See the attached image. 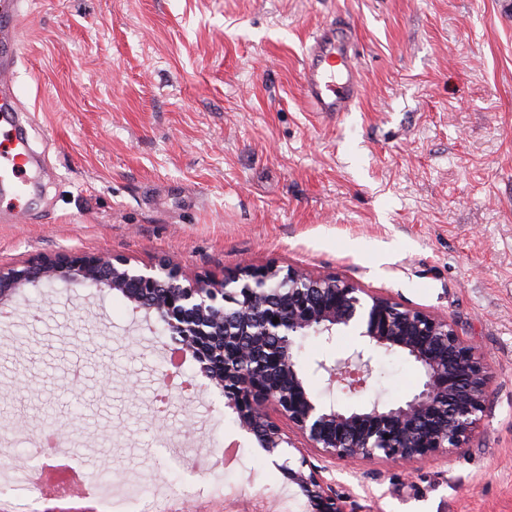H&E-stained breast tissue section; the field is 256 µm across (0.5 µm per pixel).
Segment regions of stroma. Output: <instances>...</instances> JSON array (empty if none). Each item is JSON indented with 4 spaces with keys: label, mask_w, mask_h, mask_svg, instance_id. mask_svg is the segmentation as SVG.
Instances as JSON below:
<instances>
[{
    "label": "stroma",
    "mask_w": 512,
    "mask_h": 512,
    "mask_svg": "<svg viewBox=\"0 0 512 512\" xmlns=\"http://www.w3.org/2000/svg\"><path fill=\"white\" fill-rule=\"evenodd\" d=\"M10 76L41 153L43 191L0 223V267L108 253L188 277L245 263L302 268L448 318L493 380L468 447L403 466L310 451L350 512H512V0H18ZM349 27L363 95L318 120L300 85L321 27ZM304 341L318 360L362 348ZM173 344L117 292L28 285L0 316V432L23 476L30 439L66 424L63 453L199 512H306L287 473L202 384L158 411ZM370 396L420 384L399 353H371ZM233 466H214L226 446Z\"/></svg>",
    "instance_id": "stroma-1"
}]
</instances>
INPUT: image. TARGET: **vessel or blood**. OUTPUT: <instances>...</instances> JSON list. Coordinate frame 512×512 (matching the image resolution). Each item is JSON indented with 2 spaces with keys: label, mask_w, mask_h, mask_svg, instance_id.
<instances>
[{
  "label": "vessel or blood",
  "mask_w": 512,
  "mask_h": 512,
  "mask_svg": "<svg viewBox=\"0 0 512 512\" xmlns=\"http://www.w3.org/2000/svg\"><path fill=\"white\" fill-rule=\"evenodd\" d=\"M18 37L16 0H0V79L12 69ZM362 89L358 61L346 29L318 30L308 46L302 72V95L316 115L335 119L352 111ZM27 116L0 107V200L16 195L36 160L28 147Z\"/></svg>",
  "instance_id": "obj_1"
}]
</instances>
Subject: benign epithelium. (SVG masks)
<instances>
[{"label": "benign epithelium", "instance_id": "7a95c632", "mask_svg": "<svg viewBox=\"0 0 512 512\" xmlns=\"http://www.w3.org/2000/svg\"><path fill=\"white\" fill-rule=\"evenodd\" d=\"M78 283L116 291L155 317L165 335L200 364L199 373L224 393V407L271 457L296 447L288 421L310 448L335 460L385 458L407 463L468 446L484 411L492 371L446 318L406 307L337 277L277 265L243 266L220 282L190 279L166 260L140 268L111 254H70L0 268V310L28 284ZM279 318L273 323V318ZM341 333L364 343L348 358L316 361L328 384L367 389L368 350L401 353L422 383L409 399L375 398L341 409L308 390L294 356L298 340L329 344ZM313 512H346L343 500L305 454L281 465Z\"/></svg>", "mask_w": 512, "mask_h": 512}]
</instances>
